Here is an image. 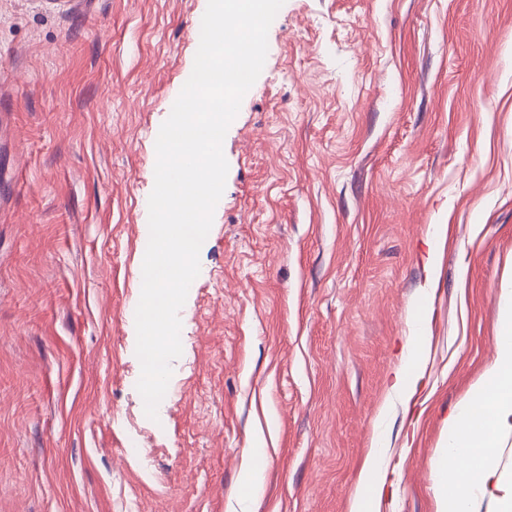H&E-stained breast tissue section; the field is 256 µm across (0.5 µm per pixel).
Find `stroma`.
<instances>
[{
    "instance_id": "obj_1",
    "label": "stroma",
    "mask_w": 512,
    "mask_h": 512,
    "mask_svg": "<svg viewBox=\"0 0 512 512\" xmlns=\"http://www.w3.org/2000/svg\"><path fill=\"white\" fill-rule=\"evenodd\" d=\"M206 7L0 0V512H236L252 463V512H349L378 436V512H437L512 286V0H285L156 422L141 243ZM422 308L408 411L386 378Z\"/></svg>"
}]
</instances>
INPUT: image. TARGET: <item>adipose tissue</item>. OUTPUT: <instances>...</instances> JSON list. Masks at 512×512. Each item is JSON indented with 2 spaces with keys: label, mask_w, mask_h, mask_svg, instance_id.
Segmentation results:
<instances>
[{
  "label": "adipose tissue",
  "mask_w": 512,
  "mask_h": 512,
  "mask_svg": "<svg viewBox=\"0 0 512 512\" xmlns=\"http://www.w3.org/2000/svg\"><path fill=\"white\" fill-rule=\"evenodd\" d=\"M495 344L493 364L448 418V434L434 463L438 512H479L483 501L492 512H512V477L502 472L498 456L501 444L512 438V291L503 298ZM424 346V335L408 340L388 377L389 395L407 406L423 377ZM385 480L377 453H369L350 512H376Z\"/></svg>",
  "instance_id": "1"
}]
</instances>
